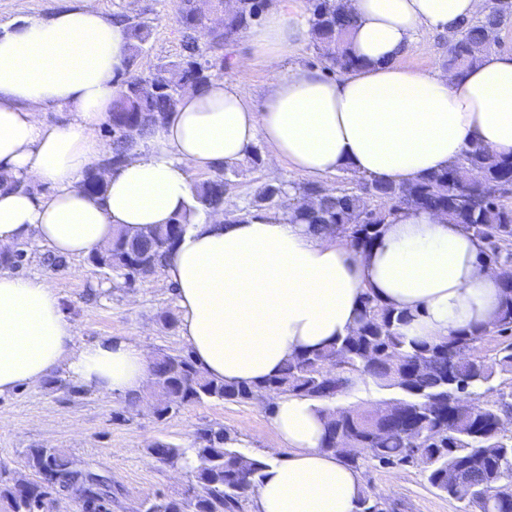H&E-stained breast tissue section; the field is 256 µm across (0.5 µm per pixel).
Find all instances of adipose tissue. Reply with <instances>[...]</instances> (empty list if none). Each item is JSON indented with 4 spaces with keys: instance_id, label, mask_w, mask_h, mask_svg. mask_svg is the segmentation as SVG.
Listing matches in <instances>:
<instances>
[{
    "instance_id": "ef3b65f1",
    "label": "adipose tissue",
    "mask_w": 512,
    "mask_h": 512,
    "mask_svg": "<svg viewBox=\"0 0 512 512\" xmlns=\"http://www.w3.org/2000/svg\"><path fill=\"white\" fill-rule=\"evenodd\" d=\"M347 48L358 66L334 79L292 63L310 37L299 8L269 7L251 25L254 58L270 70L262 108L243 77L214 78L86 193L87 172L111 153L96 130L116 97L128 30L93 6L0 26V249L35 238L78 258L113 232L146 236L184 214L194 171L242 160L263 140L276 162L313 180L340 170L402 183L447 169L472 146L512 157V52L492 51L459 73L401 64L420 29L452 33L484 0H348ZM59 111V121L44 117ZM20 187H13V180ZM49 193L37 192V185ZM483 240L443 215L391 212L359 253L281 217L193 216L164 262L181 336L210 377L253 383L293 355L356 327L365 293L408 312L401 332L438 341L491 325L503 302ZM64 370L103 394L140 395L151 361L136 343L77 345L59 295L44 277L0 270V396ZM273 426L288 457L268 459L254 512H355L356 471L320 448L313 402L279 397Z\"/></svg>"
}]
</instances>
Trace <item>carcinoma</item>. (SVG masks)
I'll return each instance as SVG.
<instances>
[{"label":"carcinoma","mask_w":512,"mask_h":512,"mask_svg":"<svg viewBox=\"0 0 512 512\" xmlns=\"http://www.w3.org/2000/svg\"><path fill=\"white\" fill-rule=\"evenodd\" d=\"M224 0H175L182 29L183 54L177 61L162 62L143 75L134 69L151 35L145 21L126 18L129 30L128 77L112 104L107 125L112 131L113 155L104 165L112 169L136 138L146 135L173 111L178 90L165 81L176 73L193 89L205 85L224 56V48L257 22L267 0H240L237 10L224 14V26L208 31L205 9L223 8ZM310 30L314 47L340 72L356 66L354 57L341 48L353 26L351 13L338 0H309ZM512 23V0H498L478 18L457 24L458 37L448 47V68L464 69L492 50L487 33ZM232 166L213 171L194 183L189 212L224 209ZM512 158L473 147L462 161L448 169L421 175L406 183H387L366 178L359 191L325 189L319 185H280L274 193L266 184L253 207L276 209L284 217L302 221L315 232H329L351 247L364 250L379 236L389 211L407 207L440 213L486 244V259L512 266ZM187 215L157 226L151 235L130 238L119 230L112 241L92 250L90 263L110 271L130 284L161 267L164 256L180 237ZM504 299L497 322L470 335L437 342H417L399 328L406 316L366 294L359 324L348 335L318 350L297 353L281 371L260 383L228 384L211 379L189 353L161 352L152 361L155 376V416L165 420L186 405L208 400L229 403L262 402L277 389L283 396H297L320 404L324 418L321 449L359 471L367 461L384 467H412L415 454L425 458L419 465L433 489L465 502V512H512V500L498 496L496 488L512 482V434L499 430L512 418V279L502 283ZM484 336L503 339L490 355L471 354L460 359L462 347L475 350ZM365 377L387 391L390 413L367 417L359 405L340 402L355 396L357 379ZM493 399L482 402L486 394ZM383 432L375 438V431ZM353 437L355 448H338L336 439ZM234 438L222 428L196 433L193 442L181 447L156 441L151 456L165 465L179 467L193 461L195 485L190 512H242L243 502L257 489L265 461L233 447ZM27 466L37 481L0 483V503L5 512H37L36 505L54 495L69 494L92 478L94 471L80 465L59 448H35ZM93 512H110L112 483L101 479L90 488Z\"/></svg>","instance_id":"1"}]
</instances>
